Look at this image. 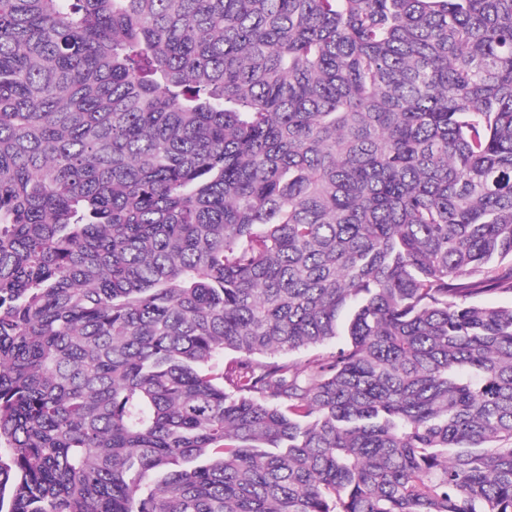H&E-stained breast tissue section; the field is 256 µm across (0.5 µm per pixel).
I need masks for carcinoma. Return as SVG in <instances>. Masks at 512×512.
I'll list each match as a JSON object with an SVG mask.
<instances>
[{
  "instance_id": "carcinoma-1",
  "label": "carcinoma",
  "mask_w": 512,
  "mask_h": 512,
  "mask_svg": "<svg viewBox=\"0 0 512 512\" xmlns=\"http://www.w3.org/2000/svg\"><path fill=\"white\" fill-rule=\"evenodd\" d=\"M491 292L512 0H0V512H512Z\"/></svg>"
}]
</instances>
